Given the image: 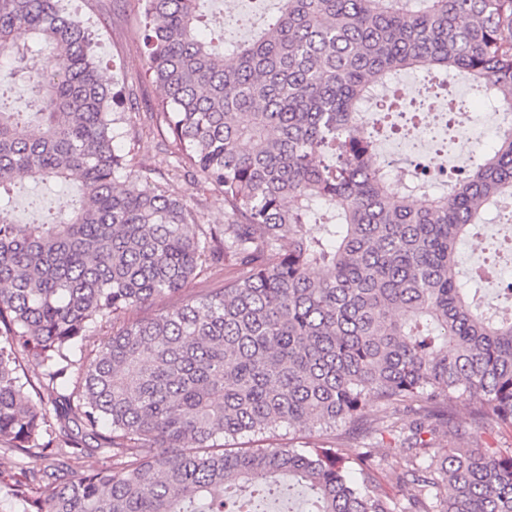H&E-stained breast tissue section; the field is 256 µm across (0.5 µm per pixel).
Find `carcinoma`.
<instances>
[{
	"instance_id": "obj_1",
	"label": "carcinoma",
	"mask_w": 512,
	"mask_h": 512,
	"mask_svg": "<svg viewBox=\"0 0 512 512\" xmlns=\"http://www.w3.org/2000/svg\"><path fill=\"white\" fill-rule=\"evenodd\" d=\"M279 2L219 53L197 35L201 0H145L152 132L224 194L217 226L115 148L134 104L103 81L92 32L61 0H0V86L34 92L0 106V450L34 462L15 512H257L282 475L307 512H512V446L442 443L472 438L461 404L512 429V312L488 314L456 261L490 208L512 213V0ZM416 69L469 81L504 116L440 196L392 184L378 156L405 111L378 91ZM67 181L78 205L16 219L15 189ZM226 262L239 273L147 313ZM276 426L311 441L225 448ZM90 455L101 467L75 473ZM392 457L402 497L378 477Z\"/></svg>"
}]
</instances>
